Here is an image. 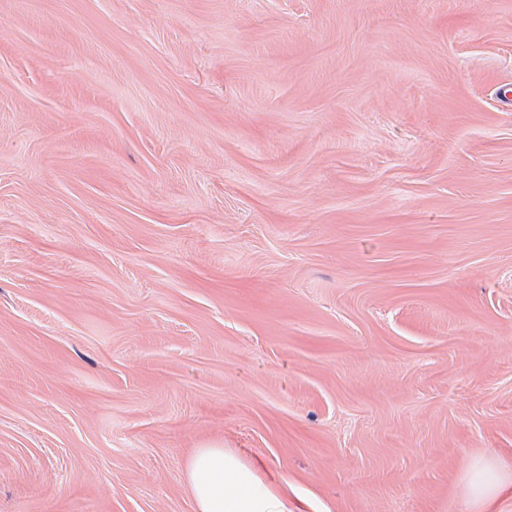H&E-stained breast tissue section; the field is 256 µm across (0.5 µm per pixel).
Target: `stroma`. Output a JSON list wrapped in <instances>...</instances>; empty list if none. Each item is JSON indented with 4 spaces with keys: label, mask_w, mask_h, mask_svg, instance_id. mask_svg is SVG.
<instances>
[{
    "label": "stroma",
    "mask_w": 512,
    "mask_h": 512,
    "mask_svg": "<svg viewBox=\"0 0 512 512\" xmlns=\"http://www.w3.org/2000/svg\"><path fill=\"white\" fill-rule=\"evenodd\" d=\"M470 512L512 471V0H0V512ZM186 477L196 512H301L288 505L283 475L271 479L226 448H197L187 462ZM466 496L473 512H496L495 505L504 498L512 500V475H504L486 460L468 464L464 475Z\"/></svg>",
    "instance_id": "obj_1"
}]
</instances>
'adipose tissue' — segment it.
Wrapping results in <instances>:
<instances>
[{"mask_svg":"<svg viewBox=\"0 0 512 512\" xmlns=\"http://www.w3.org/2000/svg\"><path fill=\"white\" fill-rule=\"evenodd\" d=\"M196 512H299L282 489L285 477L269 478L236 452L216 446L194 451L186 466ZM466 496L473 512H493L504 498L512 500V476L486 460L469 463Z\"/></svg>","mask_w":512,"mask_h":512,"instance_id":"1","label":"adipose tissue"}]
</instances>
